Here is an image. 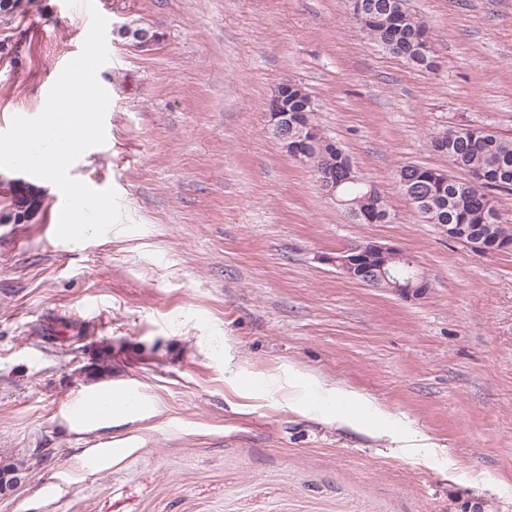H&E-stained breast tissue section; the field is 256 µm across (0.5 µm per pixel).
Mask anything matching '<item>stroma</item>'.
<instances>
[{"mask_svg": "<svg viewBox=\"0 0 512 512\" xmlns=\"http://www.w3.org/2000/svg\"><path fill=\"white\" fill-rule=\"evenodd\" d=\"M104 144L73 178L121 219L58 239L63 196L0 223V457L48 454L0 512H512V254L480 255L411 208L404 165L442 168L445 126L512 134V0H407L435 70L371 43L348 0H96ZM91 21L30 0L0 57V132L40 114ZM160 34L137 50L121 27ZM304 85L322 132L399 215L357 224L273 143L266 103ZM400 247L429 282L403 297L333 256ZM143 402L73 429L70 400ZM372 407L323 415L327 388Z\"/></svg>", "mask_w": 512, "mask_h": 512, "instance_id": "stroma-1", "label": "stroma"}]
</instances>
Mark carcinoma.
I'll return each mask as SVG.
<instances>
[{
    "label": "carcinoma",
    "mask_w": 512,
    "mask_h": 512,
    "mask_svg": "<svg viewBox=\"0 0 512 512\" xmlns=\"http://www.w3.org/2000/svg\"><path fill=\"white\" fill-rule=\"evenodd\" d=\"M360 10L352 18L364 34L390 54L418 69L431 70L432 53H423L428 42V22L410 12L406 0H359ZM448 136V129L432 133V149L446 158L456 170L466 173L459 178L440 168L405 165L395 177L402 195L427 222L467 224L481 232L512 239V227L500 220L499 201L492 191L512 192V136H506L481 125H461ZM347 155L336 148V155L318 147L312 148L306 164L312 172L328 174L336 180V200L358 224H390L397 214L381 193L369 199L365 195L372 183L359 175L347 179ZM7 218L19 217L31 209H39L41 195L32 184L13 187Z\"/></svg>",
    "instance_id": "obj_1"
}]
</instances>
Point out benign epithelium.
I'll return each instance as SVG.
<instances>
[{"label":"benign epithelium","instance_id":"1","mask_svg":"<svg viewBox=\"0 0 512 512\" xmlns=\"http://www.w3.org/2000/svg\"><path fill=\"white\" fill-rule=\"evenodd\" d=\"M120 33L133 39V46L138 50L150 51L160 41L157 32L146 29L130 30L123 28ZM267 129L283 145L292 152L295 159L304 160L309 147L319 145L326 147L334 142L324 137L321 131L310 124L304 113H299L294 120H288V112L272 108L266 112ZM463 225H448V239L458 241L476 253L482 255L511 254L512 241L498 238L465 240ZM409 253L392 245L369 242L357 248L349 249L336 257L334 263L341 274L358 283L369 278L390 287L395 293L405 296H419L426 291V281L419 272L404 277L398 268L408 264ZM28 480V474L19 471L0 473V495L7 496L19 489Z\"/></svg>","mask_w":512,"mask_h":512}]
</instances>
